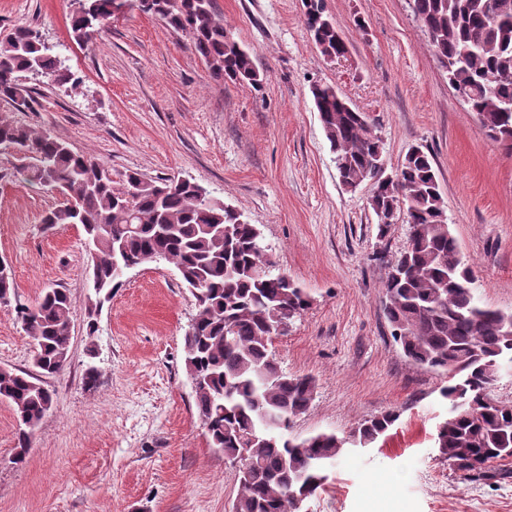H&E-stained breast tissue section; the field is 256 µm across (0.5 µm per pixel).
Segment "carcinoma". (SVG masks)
<instances>
[{"label": "carcinoma", "instance_id": "1", "mask_svg": "<svg viewBox=\"0 0 512 512\" xmlns=\"http://www.w3.org/2000/svg\"><path fill=\"white\" fill-rule=\"evenodd\" d=\"M125 7L188 34L215 77L262 85L264 74L216 17L214 0H79L70 17L74 41L92 40ZM305 7L304 21L320 52L330 59L345 56L348 44L322 0H305ZM412 10L433 35L429 44L448 83L467 97L486 135L511 155L512 0H412ZM32 65L58 85L72 80L36 30L16 28L0 39V99L25 107L36 102L19 82ZM312 96L342 185L371 186L368 205L380 231L402 213L411 225L406 250L386 274L384 315L410 361L448 375L442 395L450 402L449 416L437 434L441 456L466 476L485 477L493 463L512 459V403L491 396L499 370L491 361L512 358V313L475 297L473 272L449 229L431 156L411 148L398 181L382 182L375 172L382 142L367 116L332 86L317 84ZM0 146L27 154L22 172L28 182L66 196L65 205L45 216L46 227L84 229L94 254L89 330L103 302L123 285L114 265L118 246L127 260L143 265L162 259L178 270L197 307L185 334L184 366L187 375L207 379L195 397L210 446L230 462L240 449H251L233 512H300L297 501L324 486V464L349 443L364 448L375 442L399 419V412H386L347 437L286 435L313 400L316 384L309 376L284 373L272 341L277 328L301 315L310 301L300 285L262 262L260 231L234 207L206 202L205 189L189 179L151 180L129 172L116 185L92 155L8 119L0 118ZM163 224L170 229L162 230ZM13 294L12 273L0 268V304L10 303ZM15 311L35 343L36 372L1 367L0 400L16 414L13 463L23 464L30 437L53 404L44 378L60 373L68 360L71 295L48 288L35 305L19 304Z\"/></svg>", "mask_w": 512, "mask_h": 512}]
</instances>
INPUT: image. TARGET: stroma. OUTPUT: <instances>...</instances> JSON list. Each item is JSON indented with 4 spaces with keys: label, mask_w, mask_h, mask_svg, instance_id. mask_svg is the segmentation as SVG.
<instances>
[{
    "label": "stroma",
    "mask_w": 512,
    "mask_h": 512,
    "mask_svg": "<svg viewBox=\"0 0 512 512\" xmlns=\"http://www.w3.org/2000/svg\"><path fill=\"white\" fill-rule=\"evenodd\" d=\"M216 12L263 72L261 89L213 76L191 38L131 11L93 44L71 36L72 0H0V34L26 26L58 53L77 86L27 75L30 110L0 100V116L88 152L113 179H188L235 206L262 232L274 273L310 305L272 351L282 370L314 378L291 435L346 436L395 410L392 429L340 454L307 512H512V461L467 477L440 457L445 375L407 359L382 300L387 267L405 250L404 220L380 234L369 185L346 190L311 88L335 86L382 139L389 170L421 147L434 158L451 232L481 303L512 312V155L494 145L456 96L411 0H323L349 41L324 57L304 0H215ZM16 152L0 147V261L15 304L68 289L66 366L47 377L51 409L24 464H12L16 416L0 401V512H230L239 473L209 445L184 368L195 300L167 261L131 270L87 328L92 258L81 225L45 228L60 195L29 185ZM33 342L0 305V367H32ZM96 370L87 382L88 370Z\"/></svg>",
    "instance_id": "stroma-1"
}]
</instances>
